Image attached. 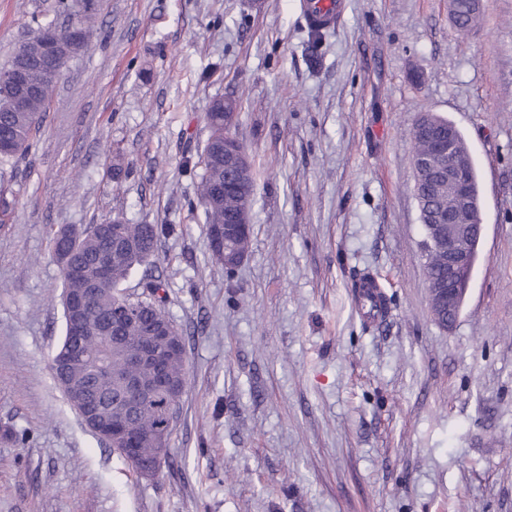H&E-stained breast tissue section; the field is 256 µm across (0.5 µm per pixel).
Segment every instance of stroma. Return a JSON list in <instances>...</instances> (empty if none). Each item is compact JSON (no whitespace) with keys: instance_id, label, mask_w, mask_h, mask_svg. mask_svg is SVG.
Instances as JSON below:
<instances>
[{"instance_id":"stroma-1","label":"stroma","mask_w":512,"mask_h":512,"mask_svg":"<svg viewBox=\"0 0 512 512\" xmlns=\"http://www.w3.org/2000/svg\"><path fill=\"white\" fill-rule=\"evenodd\" d=\"M304 0H89L37 148L0 163V512H512V0H341L309 48ZM55 0H0V63ZM255 171L226 273L187 156L214 98ZM464 135L483 236L466 305L433 318L413 195L423 114ZM130 173L112 186V166ZM120 215L158 243L188 373L159 476L85 428L49 369L64 336L49 228ZM371 273L388 313L355 297ZM476 2L474 0H456L457 7L453 23L459 34H465L475 26L478 18V8L471 9V4Z\"/></svg>"}]
</instances>
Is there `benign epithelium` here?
Wrapping results in <instances>:
<instances>
[{
	"label": "benign epithelium",
	"instance_id": "7a95c632",
	"mask_svg": "<svg viewBox=\"0 0 512 512\" xmlns=\"http://www.w3.org/2000/svg\"><path fill=\"white\" fill-rule=\"evenodd\" d=\"M80 31L74 24L62 29L52 25L42 31L44 55L52 64L46 69L47 79L56 80L58 64L65 61V47L79 43ZM26 63L0 79L16 93L17 105H22L27 90ZM456 127L448 124L447 172L441 180L448 183V223L430 225V242H437L448 253L447 287L429 289L430 302L444 307L448 311L447 326H453L464 307L474 270L473 253L477 251L483 234L481 203L472 190L469 171L460 164L456 157ZM248 161L247 152L240 147L237 139L224 136V163L230 167L242 165ZM248 220L234 215L223 225L212 227L213 245L224 249V267L237 268L245 257L230 247L237 233L245 230ZM60 265L70 277H81L83 267L72 259L67 245H62L58 252ZM89 292L65 298L68 320L72 322L75 335L85 332L83 324L87 312ZM181 349V336L178 330L167 320H160L153 326L151 339L135 348L124 366L127 387L139 400L150 398L157 391L171 394L179 400L183 386L170 376L169 360L177 357ZM74 353L68 346L58 348L51 359L55 381L65 393L69 403L78 413L85 426L110 448L122 450L130 459L137 461L141 440L129 427L126 417L114 414L110 418L102 415L100 407L88 398L84 384L74 378L71 367ZM149 364L153 368V378L145 382L131 374L135 368ZM174 418H169L166 429L155 435L154 442L160 452L146 467L140 469L145 477L157 476L167 459V434L170 433Z\"/></svg>",
	"mask_w": 512,
	"mask_h": 512
}]
</instances>
